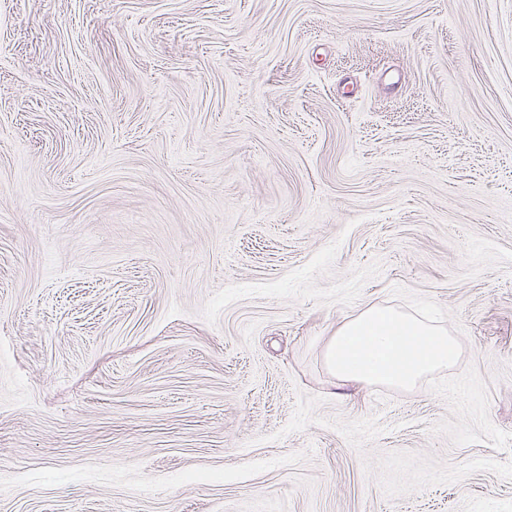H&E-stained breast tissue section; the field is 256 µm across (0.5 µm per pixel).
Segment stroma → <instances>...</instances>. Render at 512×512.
Returning <instances> with one entry per match:
<instances>
[{
	"instance_id": "35a3bbf8",
	"label": "stroma",
	"mask_w": 512,
	"mask_h": 512,
	"mask_svg": "<svg viewBox=\"0 0 512 512\" xmlns=\"http://www.w3.org/2000/svg\"><path fill=\"white\" fill-rule=\"evenodd\" d=\"M398 285L512 432V0H0V512H512Z\"/></svg>"
}]
</instances>
